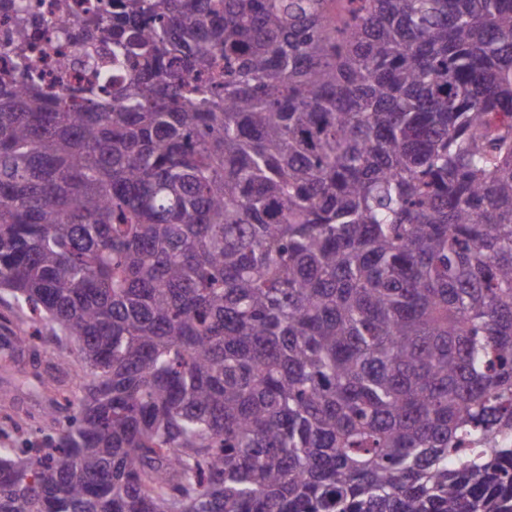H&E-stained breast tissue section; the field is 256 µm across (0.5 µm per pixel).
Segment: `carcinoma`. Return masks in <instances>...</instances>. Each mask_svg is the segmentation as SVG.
Listing matches in <instances>:
<instances>
[{
  "instance_id": "obj_1",
  "label": "carcinoma",
  "mask_w": 512,
  "mask_h": 512,
  "mask_svg": "<svg viewBox=\"0 0 512 512\" xmlns=\"http://www.w3.org/2000/svg\"><path fill=\"white\" fill-rule=\"evenodd\" d=\"M32 26L0 361L79 394L0 512H512V0H112L62 92Z\"/></svg>"
}]
</instances>
